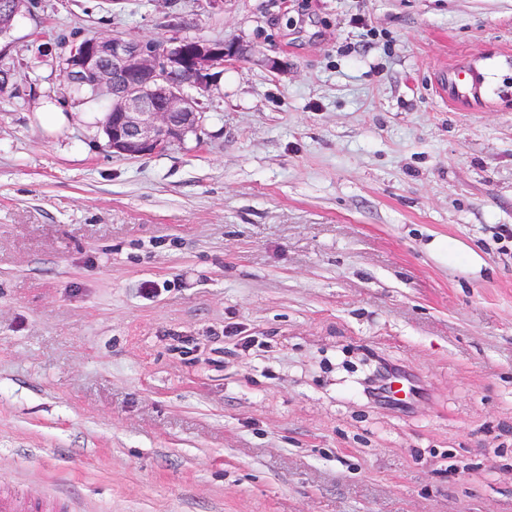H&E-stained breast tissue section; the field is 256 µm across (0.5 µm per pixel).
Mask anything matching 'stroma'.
Wrapping results in <instances>:
<instances>
[{"instance_id":"stroma-1","label":"stroma","mask_w":512,"mask_h":512,"mask_svg":"<svg viewBox=\"0 0 512 512\" xmlns=\"http://www.w3.org/2000/svg\"><path fill=\"white\" fill-rule=\"evenodd\" d=\"M74 27L247 53L198 135L128 158L60 75ZM8 43L1 482L72 512H512V66L467 111L434 88L512 55V0H40ZM368 355L408 409L337 372Z\"/></svg>"}]
</instances>
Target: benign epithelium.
Wrapping results in <instances>:
<instances>
[{"instance_id":"7a95c632","label":"benign epithelium","mask_w":512,"mask_h":512,"mask_svg":"<svg viewBox=\"0 0 512 512\" xmlns=\"http://www.w3.org/2000/svg\"><path fill=\"white\" fill-rule=\"evenodd\" d=\"M244 56L235 43L165 39L149 50L139 39L98 35L72 48L62 70L80 69L112 94L106 130L113 153L135 158L167 152L200 126L201 108L187 89L207 88L212 70Z\"/></svg>"}]
</instances>
